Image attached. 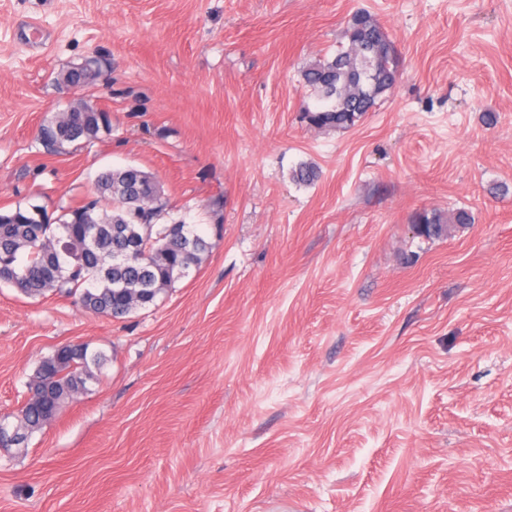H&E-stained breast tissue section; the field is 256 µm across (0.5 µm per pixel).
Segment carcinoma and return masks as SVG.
<instances>
[{"mask_svg": "<svg viewBox=\"0 0 512 512\" xmlns=\"http://www.w3.org/2000/svg\"><path fill=\"white\" fill-rule=\"evenodd\" d=\"M348 45L330 58L309 64L303 84L316 104H304L307 123L325 131L355 127L376 101L395 84L399 58L394 43L370 13L356 12L346 27ZM110 128L104 112H70L44 126V137L63 146L90 140ZM318 170L306 163L292 173L295 182L313 183ZM98 198L40 220L44 209L21 208L0 215V283L26 296L64 295L84 309L123 318L155 304L179 279L197 270L210 243L182 221L160 223L167 204L159 183L135 167L107 169L96 179ZM112 201V212L100 200ZM465 209L423 214L416 223L429 239L448 235L471 223ZM107 361L101 351L77 343L66 356L43 360L28 382L32 396L9 414L22 448L28 438L53 420L67 400L87 391L95 371Z\"/></svg>", "mask_w": 512, "mask_h": 512, "instance_id": "cac0c4a2", "label": "carcinoma"}]
</instances>
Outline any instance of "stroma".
<instances>
[{
    "instance_id": "35a3bbf8",
    "label": "stroma",
    "mask_w": 512,
    "mask_h": 512,
    "mask_svg": "<svg viewBox=\"0 0 512 512\" xmlns=\"http://www.w3.org/2000/svg\"><path fill=\"white\" fill-rule=\"evenodd\" d=\"M360 9L400 77L315 129L301 71ZM80 102L109 130L48 143ZM126 166L209 252L122 319L0 285V413L59 344L107 356L0 449V512H512V0H0V209ZM96 70L91 62L72 66L67 69L60 77V82L74 89H79L94 80ZM471 221V215L467 210L457 209L448 212V216L437 212L420 215L414 227L418 234L421 229L420 224H423L426 227L424 235L427 239H432L448 236L451 229L464 228L467 224H471Z\"/></svg>"
}]
</instances>
